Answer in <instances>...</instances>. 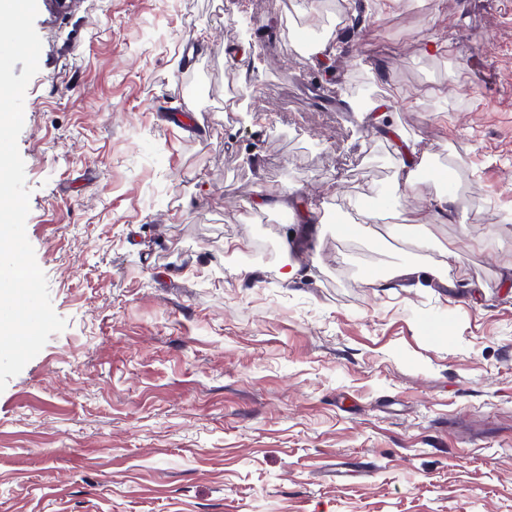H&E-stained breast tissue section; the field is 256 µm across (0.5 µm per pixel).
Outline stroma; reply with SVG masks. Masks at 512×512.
<instances>
[{
    "instance_id": "35a3bbf8",
    "label": "stroma",
    "mask_w": 512,
    "mask_h": 512,
    "mask_svg": "<svg viewBox=\"0 0 512 512\" xmlns=\"http://www.w3.org/2000/svg\"><path fill=\"white\" fill-rule=\"evenodd\" d=\"M37 6L0 512H512V0ZM418 148L416 146L408 145L406 150V160L402 161V165L398 172V188L401 186L405 190L416 191L418 186L417 171L414 169V158L417 155Z\"/></svg>"
}]
</instances>
